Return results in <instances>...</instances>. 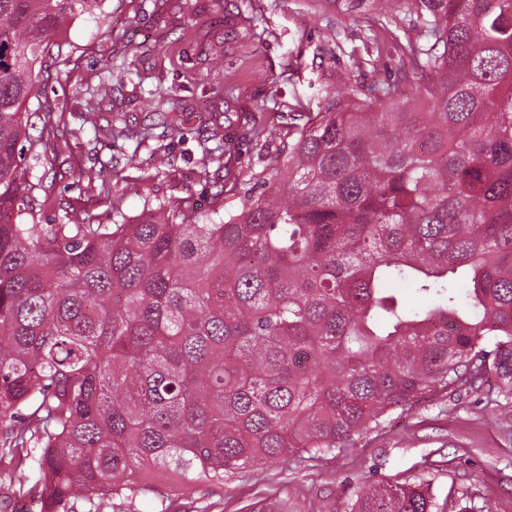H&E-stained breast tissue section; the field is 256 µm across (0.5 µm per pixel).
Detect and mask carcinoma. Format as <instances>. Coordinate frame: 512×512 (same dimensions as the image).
Here are the masks:
<instances>
[{
  "mask_svg": "<svg viewBox=\"0 0 512 512\" xmlns=\"http://www.w3.org/2000/svg\"><path fill=\"white\" fill-rule=\"evenodd\" d=\"M105 0H0V467L39 512L167 500L327 455L436 390L512 397V0H380L412 98L322 88L224 218L44 224L26 155L46 37ZM420 300L412 306L402 288ZM350 512H436L430 483ZM148 489L142 486L134 487L132 492H128V499H116L112 501V508L103 507V512H126L127 510L136 509L138 512H157L161 509L157 495L151 491L153 489L163 490L161 485L151 483Z\"/></svg>",
  "mask_w": 512,
  "mask_h": 512,
  "instance_id": "obj_1",
  "label": "carcinoma"
}]
</instances>
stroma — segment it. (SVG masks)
<instances>
[{"label":"stroma","instance_id":"obj_1","mask_svg":"<svg viewBox=\"0 0 512 512\" xmlns=\"http://www.w3.org/2000/svg\"><path fill=\"white\" fill-rule=\"evenodd\" d=\"M104 10L102 18L73 21L40 76L55 127L54 156L32 169L34 178L55 181L41 202L46 224H71L88 212L105 224L118 213L134 223L158 202L223 210L225 154L259 168L268 148L243 140L235 125L225 128L224 143L212 140L215 115L246 112L285 126L300 108L316 110L323 85L347 97L356 84L392 82L399 67L386 43L373 64L350 69L370 0H106ZM329 26L339 44L325 42ZM130 60L137 72L127 76ZM104 79L112 83L114 134L98 140L84 118L96 111ZM164 93L179 101L180 133L159 126L145 104ZM88 167L101 171L91 186L78 176ZM508 410L512 398L490 379L439 390L393 411L349 447L249 469L220 489L192 488L169 512H349L356 486L418 479L431 483L440 512H512V426L498 420Z\"/></svg>","mask_w":512,"mask_h":512}]
</instances>
